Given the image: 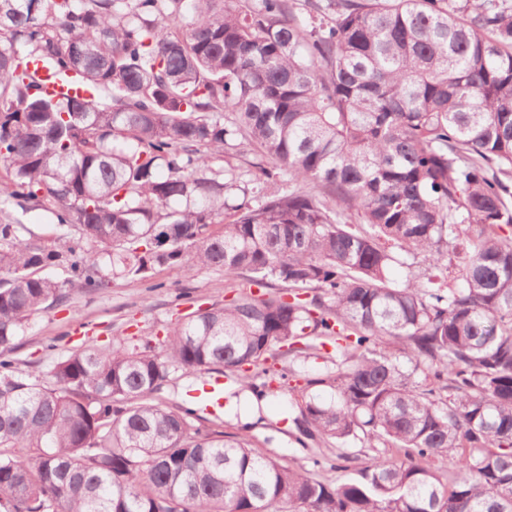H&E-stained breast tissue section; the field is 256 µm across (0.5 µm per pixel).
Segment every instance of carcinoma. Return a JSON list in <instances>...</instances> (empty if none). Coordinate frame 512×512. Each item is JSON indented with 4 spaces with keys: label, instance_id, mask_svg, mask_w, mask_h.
Instances as JSON below:
<instances>
[{
    "label": "carcinoma",
    "instance_id": "1",
    "mask_svg": "<svg viewBox=\"0 0 512 512\" xmlns=\"http://www.w3.org/2000/svg\"><path fill=\"white\" fill-rule=\"evenodd\" d=\"M303 6L0 0V199L67 244L0 223V512H512V0ZM245 143L265 163L222 164ZM159 268L244 291L160 351L86 344L45 375L4 357L71 293L163 288ZM305 336L333 343L312 383L335 397L294 422L340 482L154 398L278 345L293 374L325 346ZM19 216L24 224H32L34 231L41 238L42 243L47 246H57L54 244V232L52 230V225L55 222L54 216L42 209L32 210L27 214Z\"/></svg>",
    "mask_w": 512,
    "mask_h": 512
}]
</instances>
